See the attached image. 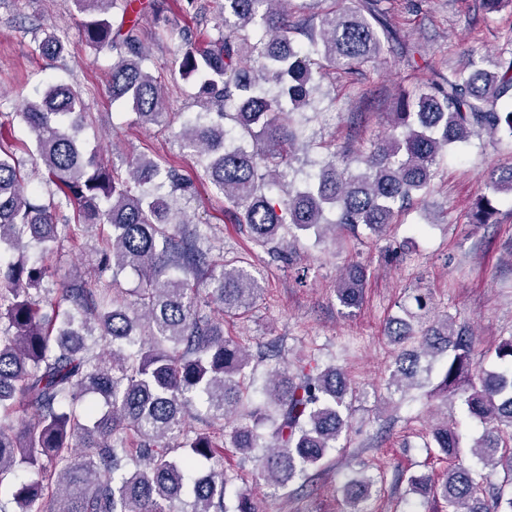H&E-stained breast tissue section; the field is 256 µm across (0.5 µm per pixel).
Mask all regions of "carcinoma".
<instances>
[{
    "label": "carcinoma",
    "mask_w": 512,
    "mask_h": 512,
    "mask_svg": "<svg viewBox=\"0 0 512 512\" xmlns=\"http://www.w3.org/2000/svg\"><path fill=\"white\" fill-rule=\"evenodd\" d=\"M384 0H349L343 8L288 14V0H224L217 37L186 48L182 76L195 79L203 111L183 125V147L224 195L255 246L280 253L297 231L322 239L342 224L388 236L394 218L430 186L441 156L471 137L512 139V31L494 67L473 55L448 76L432 71L390 113V132L369 151L335 153L285 195L269 194L279 168L293 159L324 68L354 76L392 43L407 64L421 46L401 38ZM79 29L97 52L112 51V101L142 125L165 122V99L147 69L140 38L151 23L172 38L166 0H73ZM36 51L55 61L65 42L42 29ZM35 137L34 168L55 190L44 198L0 123V512H264L248 488L225 499L232 478L224 447L255 463L256 478L276 491L321 468L351 422L359 399L342 368L299 356L266 373L261 398L249 397L253 357L275 358L271 341L249 353L224 335V315H241L261 298L244 262L214 261L208 235L178 236L189 223L178 198L192 183L160 157L130 155L119 166L81 139L88 113L80 90L51 84L17 113ZM491 193L476 199L471 224H494L498 196H512V166L490 175ZM64 209L72 217L59 223ZM337 211L331 220L327 212ZM93 240L84 276L48 288L50 256L61 241ZM141 277L128 304L118 272ZM368 266L342 267L336 297L360 305ZM385 332L398 354L387 382L393 395L421 387L432 361L446 358L428 397L459 400L483 425L469 445L476 465L459 461L462 442L448 418L433 420L424 447L448 461L443 478L408 476L409 491L444 512H512V333L495 348L498 364L475 358L474 331L443 312L429 318L430 297L412 292ZM195 409L205 425L186 421ZM201 461L209 471L190 478ZM28 478L3 491L4 475ZM492 472L503 481L488 480ZM379 478L365 472L342 487L343 512H370Z\"/></svg>",
    "instance_id": "obj_1"
}]
</instances>
